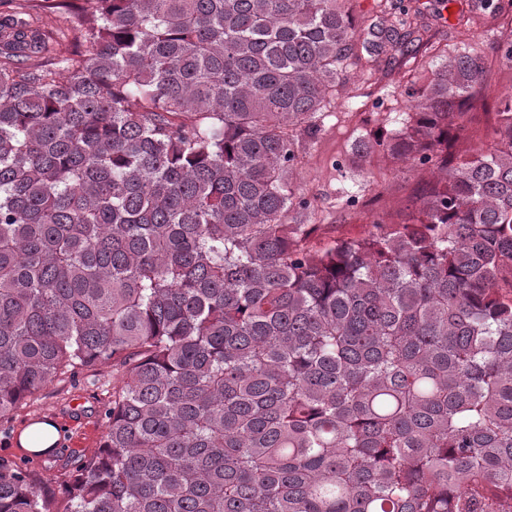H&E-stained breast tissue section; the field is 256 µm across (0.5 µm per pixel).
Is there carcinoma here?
<instances>
[{"instance_id": "cac0c4a2", "label": "carcinoma", "mask_w": 512, "mask_h": 512, "mask_svg": "<svg viewBox=\"0 0 512 512\" xmlns=\"http://www.w3.org/2000/svg\"><path fill=\"white\" fill-rule=\"evenodd\" d=\"M345 2L0 0V421L126 375L59 494L0 458V512H512V97L446 58L365 144L438 169L417 214L310 249L296 131L432 47L419 0L370 41ZM493 115L480 114L477 124L468 125L464 132L457 134L456 149L460 155H469L479 150H489L493 146Z\"/></svg>"}]
</instances>
